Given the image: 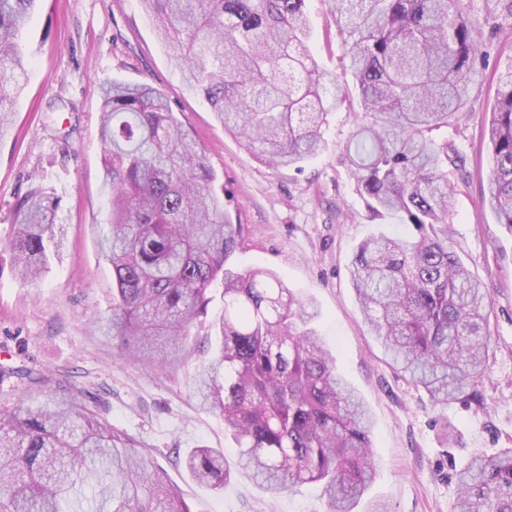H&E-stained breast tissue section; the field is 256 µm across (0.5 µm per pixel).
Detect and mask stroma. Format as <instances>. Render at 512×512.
Instances as JSON below:
<instances>
[{
	"label": "stroma",
	"mask_w": 512,
	"mask_h": 512,
	"mask_svg": "<svg viewBox=\"0 0 512 512\" xmlns=\"http://www.w3.org/2000/svg\"><path fill=\"white\" fill-rule=\"evenodd\" d=\"M481 22L487 59L477 71L466 116L448 126L462 152L449 169L455 188L452 243L483 280L492 303L487 372L474 391L447 407L395 370L365 323L349 266L359 243L386 233L404 235L395 216L372 219L341 158L358 109L346 102L325 128L326 147L301 168H277L258 159L225 132L207 103L187 89L171 65L141 0H40L23 38L28 81L16 98L12 125L0 138V408L28 390L27 371L69 370L92 399L106 402L114 428L135 437L191 512H325L318 488L304 486L277 500L238 472L223 490L191 480L175 449L203 444L235 461L224 419L198 406L193 375L203 359L191 351L178 368L160 369L116 359L96 336L106 316L112 268L100 258L95 227L106 220L102 145L103 83H146L164 92L185 129L224 184V207L242 225L231 257L242 269L265 268L321 312L319 332L337 366L373 416L380 469L360 504L384 503L387 512H450L457 474L478 455L512 448V230L480 202L492 169L486 127L497 97V73L512 59V11L506 0H467ZM318 64L343 74L336 19L328 0H306ZM59 198L57 223L64 251L39 281L24 283L4 250L14 233L13 209L37 186Z\"/></svg>",
	"instance_id": "1"
}]
</instances>
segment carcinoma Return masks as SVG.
I'll return each mask as SVG.
<instances>
[{
    "label": "carcinoma",
    "instance_id": "cac0c4a2",
    "mask_svg": "<svg viewBox=\"0 0 512 512\" xmlns=\"http://www.w3.org/2000/svg\"><path fill=\"white\" fill-rule=\"evenodd\" d=\"M38 0H0V138L27 78L22 32ZM171 64L224 130L269 164L301 168L323 126L360 101L346 147L369 212L398 215L415 234L362 241L350 278L364 320L392 363L446 407L486 371L489 296L453 249L448 124L465 114L480 25L466 0H332L351 82L308 49L305 0H142ZM100 140L112 267V315L96 329L118 358L180 366L201 324L213 355L195 375L201 404L224 417L235 465L272 497L318 484L325 512H356L378 462L363 399L337 369L315 324L319 311L268 269L229 264L242 227L224 210V185L185 134L164 93L108 82ZM494 168L484 201L512 232V62L498 74L490 113ZM59 199L38 186L14 206L15 276L33 282L60 258ZM224 306L209 321L212 290ZM0 410V512H191L105 403L90 408L66 374L38 376ZM187 473L214 490L230 479L224 450L186 451ZM452 512H512V448L458 474Z\"/></svg>",
    "mask_w": 512,
    "mask_h": 512
}]
</instances>
